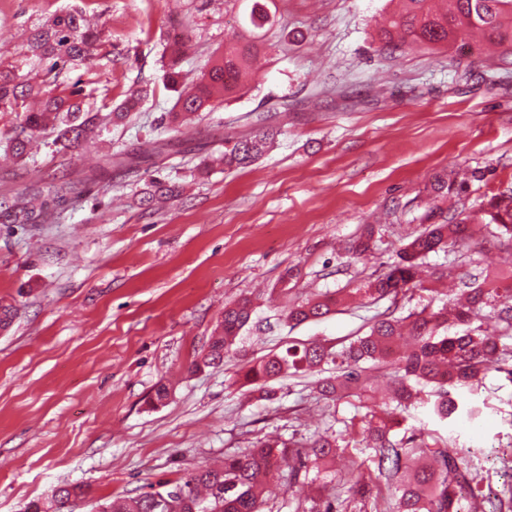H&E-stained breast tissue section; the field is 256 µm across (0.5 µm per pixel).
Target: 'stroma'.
Returning a JSON list of instances; mask_svg holds the SVG:
<instances>
[{
  "mask_svg": "<svg viewBox=\"0 0 512 512\" xmlns=\"http://www.w3.org/2000/svg\"><path fill=\"white\" fill-rule=\"evenodd\" d=\"M254 0H0V57L42 79L44 67L20 49L54 14L95 17L109 52L65 73L95 100L150 91L120 126L100 124L95 140L60 151L44 133L24 160L0 161V201L68 174L85 196L50 224L0 216V304L16 318L0 330V512H25L65 483L85 487L72 512L101 500L172 490L202 464L221 465L269 435L288 439L328 426L306 378L284 377L268 401L239 382L242 360L294 341L333 345L366 331L387 308L405 316L437 309V292L396 305L353 307L293 325L283 311L319 291L353 288L394 260L419 233L433 204L426 187L444 169L468 174L451 209L479 211L512 186V69L474 38L428 54L383 48L378 30L396 0H270L267 49L246 92L199 113L183 129L182 153L154 167L185 186L163 208H143L145 171L91 179L119 153L165 139L163 117L176 101L163 82L168 39L183 33L185 81L197 80L243 30ZM282 133L254 164H215L224 137L254 133L260 120ZM376 229L373 256L345 248L362 225ZM512 273V256L486 238L454 275ZM293 279H286V271ZM250 298L266 332L247 326L223 365L190 371L225 303ZM164 404H151L158 386ZM489 408L478 428L456 430L457 445L480 472L498 469L512 444V383L490 373Z\"/></svg>",
  "mask_w": 512,
  "mask_h": 512,
  "instance_id": "obj_1",
  "label": "stroma"
}]
</instances>
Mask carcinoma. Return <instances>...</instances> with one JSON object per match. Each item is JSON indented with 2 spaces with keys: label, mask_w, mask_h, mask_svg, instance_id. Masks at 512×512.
Listing matches in <instances>:
<instances>
[{
  "label": "carcinoma",
  "mask_w": 512,
  "mask_h": 512,
  "mask_svg": "<svg viewBox=\"0 0 512 512\" xmlns=\"http://www.w3.org/2000/svg\"><path fill=\"white\" fill-rule=\"evenodd\" d=\"M381 31L386 48L397 49L411 42L428 49L446 46L472 32H481L504 46L499 64L512 65V0H399ZM270 22L267 4L254 0L250 28L224 43V51L195 84L186 87L177 70L179 40L171 47L164 70V83L178 92L175 110L165 121L171 131L186 117L213 110L239 93L249 60L263 51L257 31ZM105 46L101 31L91 27L79 12H65L34 30L24 54L47 64L45 79L32 84L13 65L0 62V107L22 113L20 124L5 139V152L22 160L32 142L51 129L58 149L82 145L88 131L100 118L114 125L124 123L147 98L148 90L130 89L106 115L85 106L78 83L59 80L64 69L81 64L94 50ZM281 135V128L263 125L254 134L224 140V167H246L262 157ZM464 191L453 172L438 175L430 186L434 198ZM80 194L78 184L65 177L47 190L28 188L9 206L13 224H43L55 207ZM180 196V184L160 175H150L141 204L148 207L158 198ZM435 211L426 214L430 224L396 253V260L383 273L351 292L318 293L288 307L286 321L300 324L319 321L352 297L393 301L412 289L428 290L421 279L430 254L447 251L450 244H468L491 229L495 237L512 244V189L490 197L482 210V223L469 215H453L444 223H431ZM377 248L375 229L366 226L348 246L355 256H368ZM464 300H448L437 310H421L406 317L385 311L373 317L369 330L354 336L340 348L297 342L285 351L243 362L238 375L243 383L257 387L266 398H276L271 383L283 375L311 379L314 398L328 408L351 398L356 413L344 423V431L318 429L305 440L261 439L243 454L224 456L220 467L201 465L176 489L165 493L143 492L101 506V512H261L265 475L281 462L288 464V487L298 493L313 482L310 470L336 459L346 449L367 451L369 456L353 461L355 473L346 487V498L330 494L329 483L307 498L306 512H339L357 502L369 512H466L475 501L495 512H512V486L492 498L482 487L483 477L471 467L463 449L453 439L425 423L402 427L409 418L423 414L446 427L480 418L485 402L480 400L483 379L501 373L512 383V275L509 282L487 272L473 279H460ZM498 310L500 327H483V311ZM252 301L245 298L224 306V314L210 337L205 353L192 368L218 366L224 362L242 330L251 323ZM385 371L392 385L390 401H372L374 372ZM80 485H64L54 502L34 512H69L71 501L84 496Z\"/></svg>",
  "instance_id": "1"
}]
</instances>
